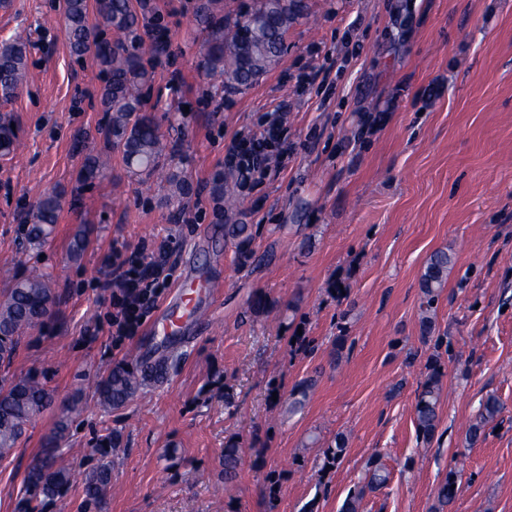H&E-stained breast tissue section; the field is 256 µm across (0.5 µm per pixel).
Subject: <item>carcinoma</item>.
Here are the masks:
<instances>
[{
  "mask_svg": "<svg viewBox=\"0 0 512 512\" xmlns=\"http://www.w3.org/2000/svg\"><path fill=\"white\" fill-rule=\"evenodd\" d=\"M95 10L117 37L103 39L98 25L90 21ZM65 0V31L71 52L80 57L95 49V57L105 82L100 90L102 112L108 116L106 141L111 148L121 150L126 170L142 181L157 177L176 191L182 190V175L173 167L175 160L152 118L142 113L143 90L153 80L152 71L143 62L145 43L138 35L139 18L131 0ZM307 10L305 0H252L231 19L224 14L222 0H198L197 16L203 26L204 69L219 75L228 89L247 88L258 78L275 68L284 53L283 42L288 30ZM27 81V39L18 34L0 42V100L14 98ZM18 150L17 135L11 120L0 117V157L10 160ZM61 197L46 193L32 214V223L25 230L28 246H39L54 233ZM225 235L231 240L241 265L253 256L258 231L251 224H226ZM454 258L446 250L433 252L421 276L423 298L420 324L430 332L434 305L445 287L448 269ZM53 292L50 277L39 270L13 281L6 298L0 302V360H11L20 336L40 327L51 315ZM161 363L141 368L118 362L104 375L96 388L100 403L111 409L125 407L149 378L163 376ZM440 370L429 367L420 385L415 404L416 425L426 441L433 438L437 427ZM312 380H303L292 390L289 411L301 409L312 388ZM53 394L45 383L35 377L0 380V459L9 456L16 447L26 425L47 409ZM499 412L496 399L488 398L475 422L470 426V439L475 441L484 427ZM240 462L238 445L224 448V474L236 473ZM112 465L106 461L88 471L82 480L85 502H97L111 483ZM74 481L69 464L55 448H45L39 460L25 477L26 498L22 512H31V503L60 495Z\"/></svg>",
  "mask_w": 512,
  "mask_h": 512,
  "instance_id": "carcinoma-1",
  "label": "carcinoma"
}]
</instances>
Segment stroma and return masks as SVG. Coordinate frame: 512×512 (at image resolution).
Wrapping results in <instances>:
<instances>
[{
	"label": "stroma",
	"mask_w": 512,
	"mask_h": 512,
	"mask_svg": "<svg viewBox=\"0 0 512 512\" xmlns=\"http://www.w3.org/2000/svg\"><path fill=\"white\" fill-rule=\"evenodd\" d=\"M61 3L0 6V41L28 40L27 82L0 101L19 137L16 159L0 162V299L34 269L55 295L52 317L0 366V378L36 374L53 393L0 459V512H20L27 469L64 415L59 446L75 475L116 442L111 484L97 506L76 483L39 512H339L360 488V512H435L449 477L457 495L444 512H512V0H306L276 68L236 92L202 66L196 0H150L169 47L144 54L154 79L143 110L175 151L182 196L128 177L106 149L103 77L93 54L70 55ZM273 101L288 106L290 150L225 214L224 155ZM89 156L106 176L81 179ZM51 190L63 197L55 231L27 248L21 217ZM230 222L261 227L247 266L224 241ZM82 231L88 244L71 258ZM167 238L175 270L159 300L188 287L190 263L213 269L221 292L175 340L150 334L154 306L136 335L116 338L96 286L104 254ZM438 249L454 264L426 338L420 279ZM164 356L167 374L128 405L98 403L115 362ZM433 362L442 390L427 443L414 406ZM306 378L315 386L289 414ZM491 395L501 410L469 442ZM339 434L345 455L325 466ZM231 441L240 464L228 482ZM372 461L389 474L374 492Z\"/></svg>",
	"instance_id": "stroma-1"
}]
</instances>
